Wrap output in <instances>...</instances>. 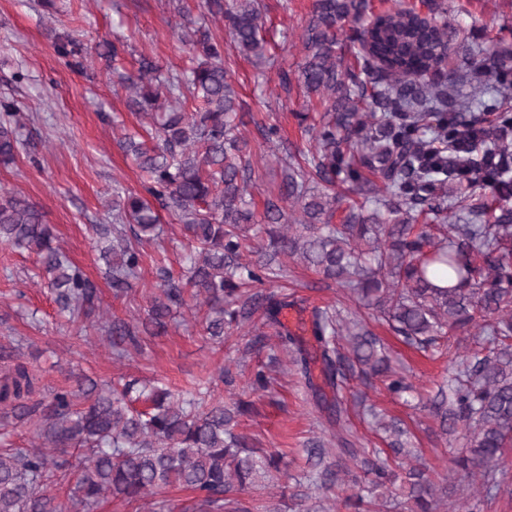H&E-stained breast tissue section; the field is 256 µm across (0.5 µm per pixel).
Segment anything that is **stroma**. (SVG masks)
I'll return each instance as SVG.
<instances>
[{"mask_svg": "<svg viewBox=\"0 0 512 512\" xmlns=\"http://www.w3.org/2000/svg\"><path fill=\"white\" fill-rule=\"evenodd\" d=\"M448 20L462 25L469 43L496 38L512 45V0H446ZM0 0V98L19 101L25 126L14 162L0 163V192H10L34 204L53 225L58 243L95 283L100 297L95 316L71 324L39 275L35 255L0 245V348L23 357L45 387L73 383L82 375L99 380L121 376L159 378L173 392L210 388L225 403L252 402L241 417L240 431L256 438L261 448L282 454L287 479L262 497L268 512H328L330 503L319 490V470L309 456L311 440L328 424L309 396L303 378L284 364L267 392L253 394L246 382L257 363L267 361L269 344L252 345L246 329L231 330L217 342L203 331L190 311H183L167 335L144 337L141 350L114 359L98 325L102 318L133 320L144 315L147 296L157 282V258L179 272L183 240L177 221L161 213L164 233L147 248L141 280L135 289L114 294L99 258L101 242L94 224L112 221L114 185L140 187V171L116 144L122 128L138 118L127 105V94L114 84L112 60L98 56L109 43L120 51L121 66L133 72L140 56H149L161 70L191 67V56L177 37L180 9L192 16L204 10L205 0ZM314 0H262V21L268 40L275 42L274 64L235 57L232 79L240 98L250 107L246 131L256 161V204L277 194L280 172L272 145L258 136L262 123H279L285 139L299 148L309 136L295 114L321 111L319 100L305 101L299 88L283 89L280 69L296 70L304 58L297 39ZM69 32L84 49L82 66L68 65L53 47L54 36ZM287 292L297 313V327L309 322L312 307L330 306L364 319L388 348L392 367L408 376L413 390L406 399L393 398L381 380L372 386L351 381L343 396L346 406L363 399L386 418L402 420L411 441L422 451L430 476L448 481V501L440 512H512V492L487 497L479 477L468 476L455 463L466 451L461 432L441 433L429 403L448 376L446 357L407 347L386 326L375 322L347 291L301 265L289 264ZM227 368L231 381L219 378ZM351 431L368 457H381L394 474L395 486L405 483V466L387 448L379 432L362 416L352 415Z\"/></svg>", "mask_w": 512, "mask_h": 512, "instance_id": "stroma-1", "label": "stroma"}]
</instances>
